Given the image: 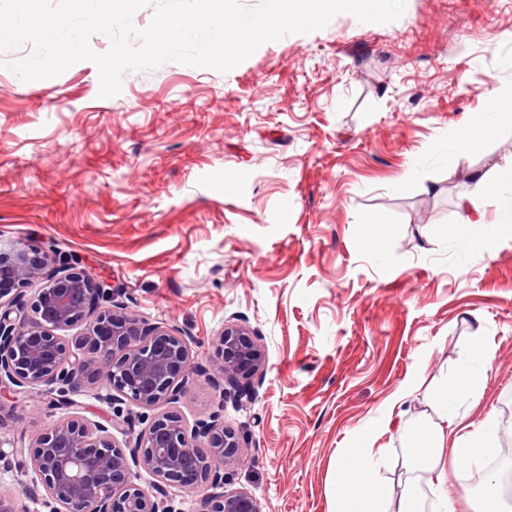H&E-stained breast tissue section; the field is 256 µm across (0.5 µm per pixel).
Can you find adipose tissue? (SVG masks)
Returning <instances> with one entry per match:
<instances>
[{
	"mask_svg": "<svg viewBox=\"0 0 512 512\" xmlns=\"http://www.w3.org/2000/svg\"><path fill=\"white\" fill-rule=\"evenodd\" d=\"M415 441L418 451L407 457V470L433 488L435 512H460L457 502L448 495L444 457L450 454L469 464L477 462L480 457L493 452L489 436L477 430L468 437L452 440L448 437L447 424L441 423L420 429ZM377 461L376 453L368 448L353 464L338 462L337 499L351 504L352 512H415L413 498L409 495L399 499L394 508H387L385 488L372 478Z\"/></svg>",
	"mask_w": 512,
	"mask_h": 512,
	"instance_id": "adipose-tissue-1",
	"label": "adipose tissue"
}]
</instances>
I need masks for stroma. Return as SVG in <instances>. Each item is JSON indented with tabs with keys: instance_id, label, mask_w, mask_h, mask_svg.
<instances>
[{
	"instance_id": "1",
	"label": "stroma",
	"mask_w": 512,
	"mask_h": 512,
	"mask_svg": "<svg viewBox=\"0 0 512 512\" xmlns=\"http://www.w3.org/2000/svg\"><path fill=\"white\" fill-rule=\"evenodd\" d=\"M31 51L0 52V239L73 256L209 372L225 322L255 331L266 364L247 398L197 383L175 406L235 433L244 462L225 490L262 512H334L337 460L375 448L400 498L442 382L481 366L476 394L448 406L454 429L512 438V225L496 221L512 186L495 175L512 126H485L512 88V0H407L384 24L341 13L226 73L127 72L110 98L89 61L21 81L7 64ZM478 174L488 251L444 234ZM374 216L392 233L366 249ZM55 397L0 396V443L50 427ZM0 495L53 509L17 468L0 465Z\"/></svg>"
}]
</instances>
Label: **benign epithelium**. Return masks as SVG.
Masks as SVG:
<instances>
[{
    "mask_svg": "<svg viewBox=\"0 0 512 512\" xmlns=\"http://www.w3.org/2000/svg\"><path fill=\"white\" fill-rule=\"evenodd\" d=\"M41 282L32 302L24 289ZM81 333L69 336L67 332ZM218 375L192 366L186 339L126 311L112 289L62 254H31L0 242V390L52 387L71 404L84 381L102 383L111 406L176 404L201 380L222 399H242L240 378L260 370L265 354L245 325L230 323L216 339ZM134 429L120 412L103 424L62 416L34 439L21 436L10 455L34 471L54 512H175L166 486L201 493L200 512H261L244 491H218L223 470L241 463L235 434L213 413L188 424L174 411L140 428L123 449L113 431ZM155 492L138 484L140 471Z\"/></svg>",
    "mask_w": 512,
    "mask_h": 512,
    "instance_id": "benign-epithelium-1",
    "label": "benign epithelium"
}]
</instances>
